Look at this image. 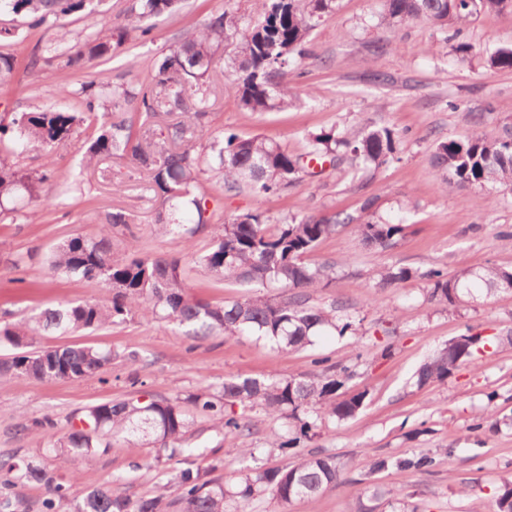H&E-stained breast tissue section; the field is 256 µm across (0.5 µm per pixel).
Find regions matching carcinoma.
Masks as SVG:
<instances>
[{
  "instance_id": "carcinoma-1",
  "label": "carcinoma",
  "mask_w": 512,
  "mask_h": 512,
  "mask_svg": "<svg viewBox=\"0 0 512 512\" xmlns=\"http://www.w3.org/2000/svg\"><path fill=\"white\" fill-rule=\"evenodd\" d=\"M94 0H0V13L21 16L30 29L54 25L64 17L95 12ZM182 0H137L134 19L172 14ZM381 21L392 27L425 22L441 31L451 30L448 39L456 50L469 49L462 24L481 10H512V0H380ZM335 0H254L258 13L253 26L239 29L235 18L224 10L211 13L192 33L181 39L170 53L152 67V77L135 88L112 87L89 81L81 84L80 110L51 108L20 112L6 119L0 115V136L11 143L8 151L21 154L39 146L52 148L69 141L89 122L95 131L85 151V164L118 157L149 180L151 190L161 200L155 218L157 231L165 236L188 239L211 228L209 249L195 262L212 276L231 279L252 288H282L290 295L271 298L259 292L231 304H214L190 292L182 259L178 256H141L133 253L116 258L112 253L113 234L129 229L130 217L117 209L108 213L94 237L76 236L61 242L53 252V272L105 286L103 301L64 303L46 308L26 323H0V344L14 350L0 358V381L25 377L38 381H82L105 373L117 354L110 348L66 346L33 350L36 337L97 329L126 322L139 313L144 318L169 320L187 329L191 336H256L277 345L281 351L303 349L317 334L334 330L354 333L355 320L349 313L340 316L310 303L309 292L332 280L334 266H309L304 257L319 242L334 234L342 224H353L362 242L381 250L397 244L404 226L380 224L368 216L373 201L367 200L361 216L320 217L304 215L285 224L271 226L263 215L247 213L220 224L208 211L209 194L194 193L205 172L222 176L223 185H247L267 196H276L297 179L305 165L336 167L337 153L366 168H378L398 159V136L388 127L367 128L353 138L333 131L311 136L307 152L295 156L281 145L260 136L242 137L227 133L198 145L209 119L206 100L217 71L224 64V43L235 41L232 65L240 73L238 101L247 112L286 109L296 99L288 83L291 55L302 46L309 31ZM126 27L104 28L51 59L59 68L81 69L93 60L110 56L127 39ZM488 63L512 69V48L499 49ZM17 60L0 53V84L10 79ZM433 165L440 172L443 191L486 184L512 189V133L488 138L474 133L439 143ZM64 175L53 167L27 171L0 158V207L19 196L39 202L46 199L45 188L63 186ZM418 276L427 282L429 297L454 305L474 288L491 295L512 280V271L501 267H465L450 279L440 268L412 272L391 265L380 274L379 287L391 288ZM487 340L462 335L449 340L419 367L417 385L444 381L462 364L475 360ZM351 367L342 363L321 372L290 377L276 374L259 380L250 377L227 379L215 391L192 392L183 397L130 398L90 407L78 417L85 428L75 425L50 442L62 455L89 454L108 449L121 438L146 437L154 447L174 456L184 452L181 444L194 411L213 421L218 431L239 435L250 430L243 416L226 407H261L271 414L296 420L291 436H279L273 448L295 449L310 439L316 420L328 414L339 420L355 416L366 403L368 392L349 394L341 389L353 377ZM437 465L430 453L387 455L376 458V471L430 472ZM341 478L335 458L310 451L297 464L286 468L255 469L229 484L209 477L200 467L185 468L176 485L154 497L131 500L94 489L75 504L74 512H225L228 501L236 502V512H248L250 502L268 494L288 503L297 498H316ZM45 484L52 497L42 503L44 512L71 501L72 485L57 479L35 457L0 461V512H14V488L20 483ZM498 512H512V483L499 488Z\"/></svg>"
}]
</instances>
